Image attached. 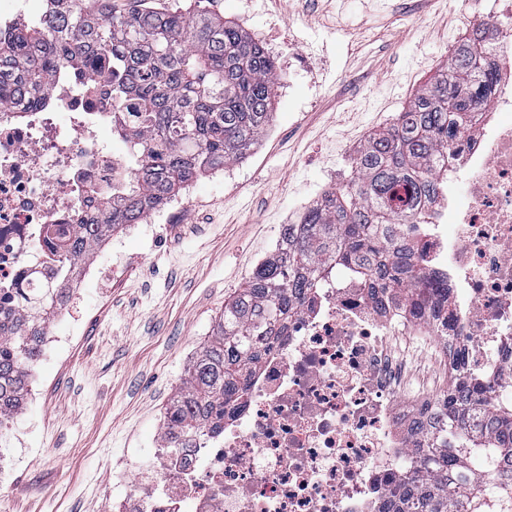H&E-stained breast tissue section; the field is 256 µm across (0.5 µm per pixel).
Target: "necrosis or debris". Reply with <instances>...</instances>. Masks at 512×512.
Listing matches in <instances>:
<instances>
[{
	"mask_svg": "<svg viewBox=\"0 0 512 512\" xmlns=\"http://www.w3.org/2000/svg\"><path fill=\"white\" fill-rule=\"evenodd\" d=\"M494 71L512 83V7L491 0ZM106 79L55 77L50 108L0 114V289L59 278L49 227L98 214L129 171L106 135ZM457 193H438L420 223L396 230L434 289L405 297L349 272L308 295L248 380L224 427L164 461L138 489L112 486L113 512H384L391 489L419 470L413 433L455 370L506 400L512 370V97L498 94L441 150ZM426 332L433 374L412 396L398 343Z\"/></svg>",
	"mask_w": 512,
	"mask_h": 512,
	"instance_id": "necrosis-or-debris-1",
	"label": "necrosis or debris"
}]
</instances>
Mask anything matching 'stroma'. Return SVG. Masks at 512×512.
I'll return each instance as SVG.
<instances>
[{
	"mask_svg": "<svg viewBox=\"0 0 512 512\" xmlns=\"http://www.w3.org/2000/svg\"><path fill=\"white\" fill-rule=\"evenodd\" d=\"M277 59L270 125L241 160L190 182L148 216L155 235L116 230L98 276L51 323L13 420L21 461L0 447V512H112V477L153 469L164 417L216 318L323 191L352 175L369 134L389 126L448 63L449 37L482 15L463 0H200ZM123 258H112L113 248Z\"/></svg>",
	"mask_w": 512,
	"mask_h": 512,
	"instance_id": "35a3bbf8",
	"label": "stroma"
}]
</instances>
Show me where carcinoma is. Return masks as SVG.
Masks as SVG:
<instances>
[{
	"label": "carcinoma",
	"mask_w": 512,
	"mask_h": 512,
	"mask_svg": "<svg viewBox=\"0 0 512 512\" xmlns=\"http://www.w3.org/2000/svg\"><path fill=\"white\" fill-rule=\"evenodd\" d=\"M469 37L448 67L427 82L387 129L369 136L354 158L356 176L331 188L280 240L235 295L196 357L167 412L172 450L188 448L241 403L244 378L331 265L364 281L409 293L432 283L394 240L415 224L424 199L438 190L433 160L461 137L482 110L496 78ZM109 76L112 114L130 171L92 224L58 232L66 277L86 263L116 229L138 224L185 185L241 159L272 118L276 62L238 24L190 7L159 9L153 0H44L31 20L0 23V113L35 92L57 71ZM13 319L0 320V432L20 411L40 357L37 327L62 304L57 287L30 298L0 296ZM418 473L390 493L386 512H487L512 499V400L493 404L483 384L455 382L433 418L420 427ZM493 470L491 479L480 478Z\"/></svg>",
	"instance_id": "obj_1"
}]
</instances>
